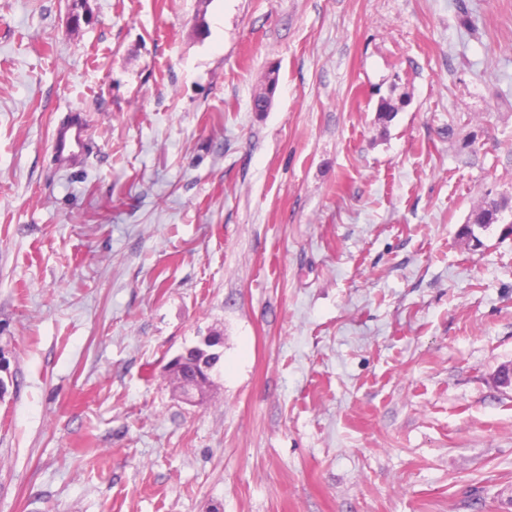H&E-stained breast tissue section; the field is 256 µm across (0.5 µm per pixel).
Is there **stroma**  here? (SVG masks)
Returning a JSON list of instances; mask_svg holds the SVG:
<instances>
[{"label":"stroma","instance_id":"35a3bbf8","mask_svg":"<svg viewBox=\"0 0 512 512\" xmlns=\"http://www.w3.org/2000/svg\"><path fill=\"white\" fill-rule=\"evenodd\" d=\"M503 197L512 0H0V512H512ZM87 148V132L80 114H74L54 130L51 149L61 162H70L82 156ZM508 208H510V210L512 209L511 199L503 198L500 201L493 202L488 207H480L478 210H475L472 214L474 215L473 220L465 224L460 233L461 239L469 245L471 242L470 235H474L472 225H477L480 228L488 227L490 224L495 223V220H491V217H496V212ZM221 343L204 344L188 348L185 352L179 354V358L170 366L165 368L164 380L168 386L175 392H180L184 383L191 378L200 375L199 381L207 395L214 386L212 371L221 359V352L215 349Z\"/></svg>","mask_w":512,"mask_h":512}]
</instances>
